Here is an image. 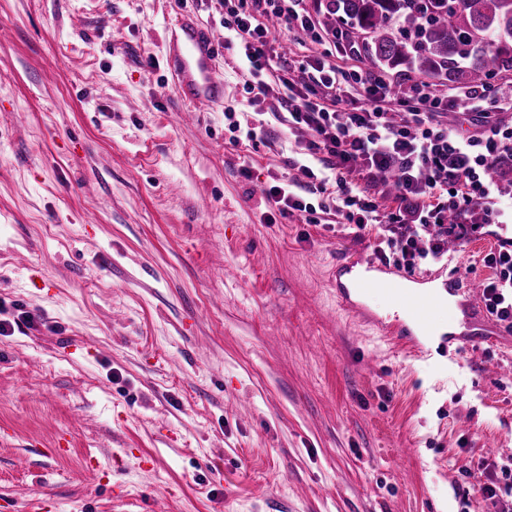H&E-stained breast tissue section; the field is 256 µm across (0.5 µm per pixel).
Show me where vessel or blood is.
<instances>
[{"label":"vessel or blood","mask_w":512,"mask_h":512,"mask_svg":"<svg viewBox=\"0 0 512 512\" xmlns=\"http://www.w3.org/2000/svg\"><path fill=\"white\" fill-rule=\"evenodd\" d=\"M216 32L196 16L179 15L170 29L167 63L177 83L184 111L206 105L214 106L224 99V76L215 65ZM371 281L354 274L346 289L339 291L336 300L348 310L355 311L353 294L371 289ZM383 290L397 303L400 317L394 321L377 320V328L394 342L412 350H421L417 334L429 329L436 312L445 300L431 288H409L400 281H387Z\"/></svg>","instance_id":"vessel-or-blood-1"}]
</instances>
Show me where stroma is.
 I'll list each match as a JSON object with an SVG mask.
<instances>
[{"instance_id":"1","label":"stroma","mask_w":512,"mask_h":512,"mask_svg":"<svg viewBox=\"0 0 512 512\" xmlns=\"http://www.w3.org/2000/svg\"><path fill=\"white\" fill-rule=\"evenodd\" d=\"M182 12L224 30L223 0H0V512H494L512 331L417 357L372 325L384 291L338 308L379 229L269 207L301 135L235 50L183 111Z\"/></svg>"}]
</instances>
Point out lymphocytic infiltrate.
<instances>
[{
    "instance_id": "1",
    "label": "lymphocytic infiltrate",
    "mask_w": 512,
    "mask_h": 512,
    "mask_svg": "<svg viewBox=\"0 0 512 512\" xmlns=\"http://www.w3.org/2000/svg\"><path fill=\"white\" fill-rule=\"evenodd\" d=\"M234 36L225 49L241 48L247 63L246 90L267 95L271 64L266 19L277 18L296 43L332 44V51L307 56L283 81L287 112L279 122L307 132L311 163L301 165L300 189L270 186L269 204L281 216L315 214L312 195L331 198L337 218L364 230L401 227L386 239L394 265L415 267L447 261L448 240L465 243L496 227L497 245L482 258L491 274L483 283L487 311L512 329V195L491 175L512 163V125L496 113L512 111V85L487 91L473 86L438 88L411 81L393 91L384 75L364 68L342 70L333 53L357 48L345 27L328 26L327 5L317 0H224Z\"/></svg>"
}]
</instances>
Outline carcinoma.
I'll return each mask as SVG.
<instances>
[{"instance_id":"obj_1","label":"carcinoma","mask_w":512,"mask_h":512,"mask_svg":"<svg viewBox=\"0 0 512 512\" xmlns=\"http://www.w3.org/2000/svg\"><path fill=\"white\" fill-rule=\"evenodd\" d=\"M327 22L347 23L387 76L489 88L512 71V0H336Z\"/></svg>"}]
</instances>
